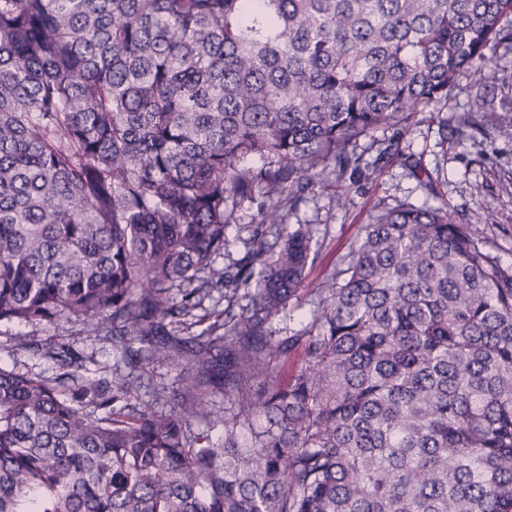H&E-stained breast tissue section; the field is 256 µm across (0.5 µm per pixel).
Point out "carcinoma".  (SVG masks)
<instances>
[{
  "label": "carcinoma",
  "instance_id": "1",
  "mask_svg": "<svg viewBox=\"0 0 512 512\" xmlns=\"http://www.w3.org/2000/svg\"><path fill=\"white\" fill-rule=\"evenodd\" d=\"M509 44L512 0H0V322L74 320L133 373L179 370L158 411L27 335L58 373L0 366V512H512V273L446 207L378 212L315 332H268L313 241L285 209L403 155ZM257 195L215 267L227 201ZM215 289L224 316L183 335ZM232 208L233 219L226 229L224 256L217 258L215 262L218 268L230 265L243 257L246 251L245 241L249 237L248 229H250L246 226L256 224L257 221L256 204L230 199L228 209Z\"/></svg>",
  "mask_w": 512,
  "mask_h": 512
}]
</instances>
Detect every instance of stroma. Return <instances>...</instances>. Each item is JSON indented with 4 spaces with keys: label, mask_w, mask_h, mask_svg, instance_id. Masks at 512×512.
<instances>
[{
    "label": "stroma",
    "mask_w": 512,
    "mask_h": 512,
    "mask_svg": "<svg viewBox=\"0 0 512 512\" xmlns=\"http://www.w3.org/2000/svg\"><path fill=\"white\" fill-rule=\"evenodd\" d=\"M509 106L512 52L499 49L489 63L459 77L438 112L415 116L404 130L401 146L431 172L433 191L419 187L403 162L394 159L381 170L349 174L329 187L316 189L297 209L289 211L288 228L310 225L313 248L301 289L270 323L273 336L305 334L323 298L324 279L346 267L365 225L384 207L447 205L457 223L470 225L486 250L502 266L512 268V123L501 119ZM463 116L478 126L465 138L455 133ZM441 117L447 119L450 129L444 142L438 134ZM229 206L233 219L226 230L224 254L215 262L219 268L243 257L248 227L257 221L255 204L233 200ZM25 333L23 327L0 323V366L52 374L51 363L19 351ZM35 333L51 343L72 345L83 358L81 373L86 377L111 376L120 363V349L81 323L64 320L36 327Z\"/></svg>",
    "instance_id": "1"
}]
</instances>
